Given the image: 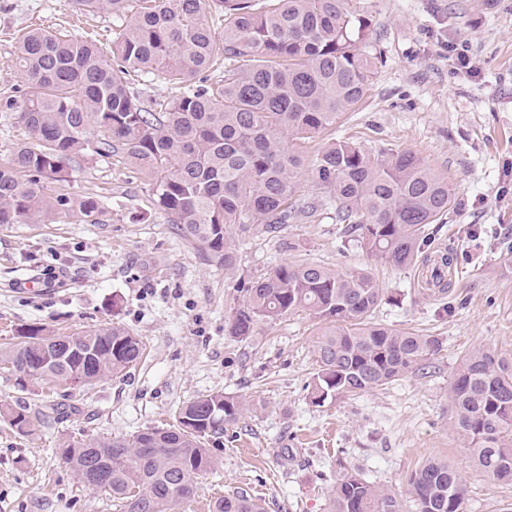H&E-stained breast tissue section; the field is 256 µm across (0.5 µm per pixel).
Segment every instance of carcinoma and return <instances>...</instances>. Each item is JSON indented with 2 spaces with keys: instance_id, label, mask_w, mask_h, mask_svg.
<instances>
[{
  "instance_id": "obj_1",
  "label": "carcinoma",
  "mask_w": 512,
  "mask_h": 512,
  "mask_svg": "<svg viewBox=\"0 0 512 512\" xmlns=\"http://www.w3.org/2000/svg\"><path fill=\"white\" fill-rule=\"evenodd\" d=\"M224 9V40L206 20L207 0H75L87 12L107 10L121 28L113 65L86 40L34 28L20 40L17 65L25 87L18 118L27 137L0 162V224H53L77 218L100 223V203L60 187L77 161L109 159L136 168L152 186L159 209L206 259L238 272L231 228L279 236L308 218L315 203L296 196L306 170L335 207L342 234L363 251L407 267L424 231L454 205L448 177L412 152L372 153L337 139L310 157L302 145L363 100L375 74L360 48L369 18L351 0H216ZM224 69L209 85L197 77L217 61ZM161 73L180 86L173 99L146 104L129 80ZM242 305L229 334L252 335L305 311L321 324L317 368L307 389L311 403L383 389L424 369L439 341L380 323L389 300L365 270L340 272L307 259L275 266L240 283ZM58 338L73 351L57 371L91 381L132 367L141 339L121 325L58 337L42 326L17 330L0 348V366L43 380L45 347ZM452 427L486 476L512 484V359L474 348L449 386ZM244 411L237 398L217 393L184 405L169 429L129 439L69 444L62 456L77 475L93 462L109 468L101 492L119 512H173L193 497L214 460L206 448ZM0 417L23 434L32 418L23 407H0ZM415 512H465L468 487L447 462L430 459L408 480ZM329 512H403L395 491L346 472L329 495ZM211 512H263L244 493L216 498Z\"/></svg>"
}]
</instances>
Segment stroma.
Wrapping results in <instances>:
<instances>
[{
  "instance_id": "35a3bbf8",
  "label": "stroma",
  "mask_w": 512,
  "mask_h": 512,
  "mask_svg": "<svg viewBox=\"0 0 512 512\" xmlns=\"http://www.w3.org/2000/svg\"><path fill=\"white\" fill-rule=\"evenodd\" d=\"M371 20L366 48L377 58L355 111L306 143L305 155L345 138L366 150H410L447 176L456 202L431 244L406 268L378 261L343 237L329 205L281 236L237 235L239 273L259 277L296 256L339 270L371 272L392 303L377 317L437 337L427 374L317 407L306 386L319 325L299 312L229 335L242 299L222 266L181 237L130 168L95 159L71 164L69 187L96 198L100 223L0 226V344L37 323L57 335L119 324L142 340L126 375L89 388L19 381L0 373V404L27 407L22 434L0 418V512H116L85 485L61 448L130 437L172 424L180 408L221 393L246 403L214 451L194 498L174 512H209L215 497L247 492L265 512H327L336 479L355 470L404 495L429 458L448 461L469 488L466 512H512V485L473 469L451 425L449 384L463 356L483 347L512 359V0H353ZM66 31L113 51L112 15L83 16L66 0H0V160L20 138L24 86L17 68L25 29ZM465 46L477 76L454 72L449 44ZM453 254L449 290L436 281ZM451 313H441L445 302ZM404 512H413L411 500Z\"/></svg>"
}]
</instances>
